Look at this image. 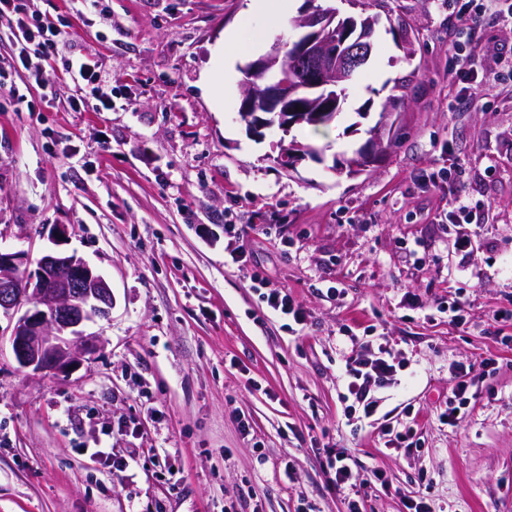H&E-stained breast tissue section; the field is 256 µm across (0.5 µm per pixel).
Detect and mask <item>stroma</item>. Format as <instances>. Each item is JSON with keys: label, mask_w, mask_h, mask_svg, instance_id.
<instances>
[{"label": "stroma", "mask_w": 512, "mask_h": 512, "mask_svg": "<svg viewBox=\"0 0 512 512\" xmlns=\"http://www.w3.org/2000/svg\"><path fill=\"white\" fill-rule=\"evenodd\" d=\"M26 3L69 20L62 56L102 62L112 109L70 111L60 59L23 99L0 91V250L76 254L110 283L112 310L85 324L96 344L64 374L19 367L0 315V512H345L331 448L358 476H385L360 512H407L421 495L433 512H512V325L491 318L512 309V69L490 62L512 55V26L490 11L467 21L457 0H369L405 24L412 51L378 27L336 120L292 128L323 158L290 173L280 132L253 136L237 110L244 67L292 37L305 0L283 26L255 17L263 43L225 72L212 57L248 0H109L85 16L70 0ZM480 57L473 106L456 74ZM403 77L384 160L333 171ZM460 197L475 223H445ZM265 288L304 325L271 314ZM353 335L405 363L368 419L343 398ZM459 366L472 386L451 427L440 416ZM268 308L275 314L290 318L297 325H304L305 314L302 308L295 305L293 301L288 298L287 294H283L278 289H269V292L264 296Z\"/></svg>", "instance_id": "stroma-1"}]
</instances>
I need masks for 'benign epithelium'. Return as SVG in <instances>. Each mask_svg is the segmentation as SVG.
<instances>
[{
	"label": "benign epithelium",
	"instance_id": "obj_1",
	"mask_svg": "<svg viewBox=\"0 0 512 512\" xmlns=\"http://www.w3.org/2000/svg\"><path fill=\"white\" fill-rule=\"evenodd\" d=\"M336 11L310 8L298 18L296 35L286 44L276 43L245 67L252 78L238 108L248 129L262 134L278 128L283 134L305 121L320 124L330 120L324 112L295 110L303 89L346 85L354 71L369 56L372 23L350 41H336ZM392 114L388 113L354 158L334 166L350 176L375 165L384 146ZM308 156L295 146L281 145L279 160L293 171ZM112 309V288L86 262L64 254H47L34 270L27 267L22 252L0 251V313L16 318L11 345L16 362L44 373H62L77 362L75 350L93 345L78 330Z\"/></svg>",
	"mask_w": 512,
	"mask_h": 512
}]
</instances>
